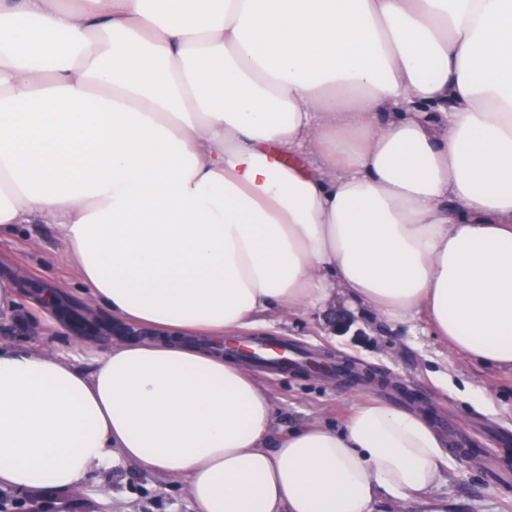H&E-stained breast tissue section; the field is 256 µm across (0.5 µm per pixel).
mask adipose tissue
Here are the masks:
<instances>
[{"label":"adipose tissue","mask_w":512,"mask_h":512,"mask_svg":"<svg viewBox=\"0 0 512 512\" xmlns=\"http://www.w3.org/2000/svg\"><path fill=\"white\" fill-rule=\"evenodd\" d=\"M27 224L153 336L1 341L0 489L118 451L195 512H448L419 414L275 433L224 333L340 297L512 371V0H0V237Z\"/></svg>","instance_id":"obj_1"}]
</instances>
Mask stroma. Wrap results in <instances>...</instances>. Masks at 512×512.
Here are the masks:
<instances>
[{
  "label": "stroma",
  "mask_w": 512,
  "mask_h": 512,
  "mask_svg": "<svg viewBox=\"0 0 512 512\" xmlns=\"http://www.w3.org/2000/svg\"><path fill=\"white\" fill-rule=\"evenodd\" d=\"M4 276L59 290L74 310L85 304L54 225L31 224L0 240V277ZM260 332L367 375L366 381L357 382L317 372L253 367V374L272 393L276 432L311 418L338 425L362 400H380L419 413L434 427L440 418L450 419L479 457L469 462L462 454H449L435 496L447 499L450 512H512V483L497 484L487 477L491 464L512 474V372L467 364L448 355L434 337L413 335L379 320L346 328L331 312L275 317ZM72 334V328L50 323L26 301L13 319L0 322L5 339L40 343L61 352L71 351ZM28 496L45 512H193L178 481L132 463L98 471L75 490L41 488Z\"/></svg>",
  "instance_id": "obj_1"
}]
</instances>
